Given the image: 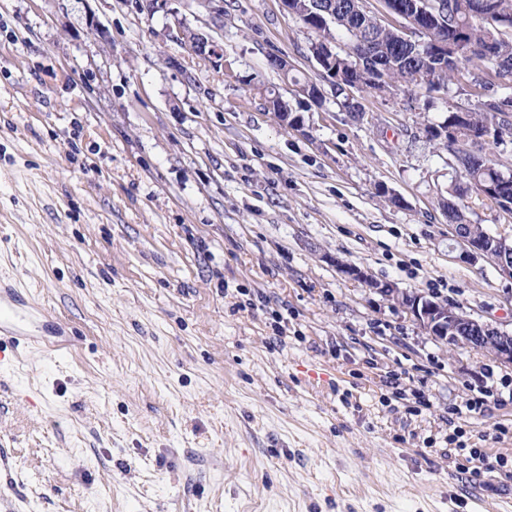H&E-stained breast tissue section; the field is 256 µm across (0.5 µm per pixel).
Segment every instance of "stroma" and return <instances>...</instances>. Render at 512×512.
Masks as SVG:
<instances>
[{"mask_svg":"<svg viewBox=\"0 0 512 512\" xmlns=\"http://www.w3.org/2000/svg\"><path fill=\"white\" fill-rule=\"evenodd\" d=\"M314 38L281 0H0V281L73 330L0 364L10 512H512V369L367 285L512 330V281L448 249L460 170L424 130L473 65L356 90L354 120L268 65L317 79ZM190 35L195 36V44L190 41ZM180 40L189 47L195 56L196 53H199L201 56H204L209 60H212L213 58L218 59L223 56L221 48L217 42L204 33L190 29H183L180 32Z\"/></svg>","mask_w":512,"mask_h":512,"instance_id":"stroma-1","label":"stroma"}]
</instances>
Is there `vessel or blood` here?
<instances>
[{"label":"vessel or blood","mask_w":512,"mask_h":512,"mask_svg":"<svg viewBox=\"0 0 512 512\" xmlns=\"http://www.w3.org/2000/svg\"><path fill=\"white\" fill-rule=\"evenodd\" d=\"M39 312L33 299L20 296L13 288L0 283V347L30 343L43 332L57 337L67 335V324L59 320L33 327L32 321Z\"/></svg>","instance_id":"1"}]
</instances>
